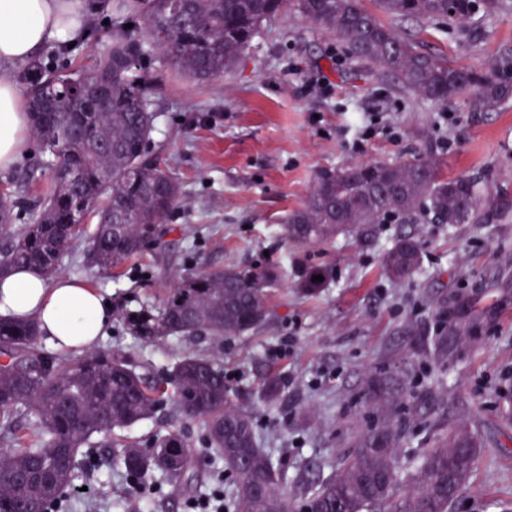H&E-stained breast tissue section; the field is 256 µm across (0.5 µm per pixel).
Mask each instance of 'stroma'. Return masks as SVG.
<instances>
[{
    "label": "stroma",
    "mask_w": 512,
    "mask_h": 512,
    "mask_svg": "<svg viewBox=\"0 0 512 512\" xmlns=\"http://www.w3.org/2000/svg\"><path fill=\"white\" fill-rule=\"evenodd\" d=\"M380 19L423 49L478 69L512 47V0H494L464 23ZM122 21L112 9L95 15L72 66L91 67L105 32ZM147 66L150 156L178 182L179 203L162 221L159 243L118 273L92 266L80 241L55 277L152 302L190 271L275 264L285 277L271 292L267 322L243 335L143 342L115 321L98 349L123 350L152 376L186 352L218 359L230 403L253 413L260 445L296 504L300 487L327 476L371 424L367 380H396L405 404L397 422L401 472L413 471L448 432L465 431L479 451L452 512H512V102L476 112L465 97L445 106L424 101L372 73L291 8L265 23L234 70L209 82L175 73L159 55ZM413 158L437 160L447 176L481 180L480 223L395 220L377 225L369 243L342 234L328 245H303L285 235L286 216L304 204L321 170ZM45 160L28 139L0 181L13 180L19 196L35 201L52 178ZM403 235L420 241L421 260L398 280L384 257ZM317 265L330 266L333 277L310 295L298 283ZM445 321L457 333L438 363L431 350ZM272 372L284 391L270 406L263 383ZM173 429L195 445V486L158 473L151 488H133L107 436L97 435L67 512H189V501L211 497L224 463L199 448L200 423L159 415L125 435L144 443Z\"/></svg>",
    "instance_id": "1"
}]
</instances>
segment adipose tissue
I'll return each instance as SVG.
<instances>
[{
  "mask_svg": "<svg viewBox=\"0 0 512 512\" xmlns=\"http://www.w3.org/2000/svg\"><path fill=\"white\" fill-rule=\"evenodd\" d=\"M91 11L85 0H0V171L18 161L27 128L20 91L4 69L29 60L47 43L80 41ZM0 317L35 321L54 348L83 352L103 336L112 310L104 294L83 282L51 280L17 267L0 277Z\"/></svg>",
  "mask_w": 512,
  "mask_h": 512,
  "instance_id": "adipose-tissue-1",
  "label": "adipose tissue"
}]
</instances>
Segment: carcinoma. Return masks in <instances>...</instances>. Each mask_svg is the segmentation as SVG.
<instances>
[{
    "instance_id": "obj_1",
    "label": "carcinoma",
    "mask_w": 512,
    "mask_h": 512,
    "mask_svg": "<svg viewBox=\"0 0 512 512\" xmlns=\"http://www.w3.org/2000/svg\"><path fill=\"white\" fill-rule=\"evenodd\" d=\"M292 2L309 22L342 41L348 54L380 76L393 77L419 98L446 104L471 95L476 112H494L512 101V48L500 51L486 70L460 66L421 49L366 9L361 0H116L132 28L112 31L92 69L54 64L24 72L33 137L50 155L51 181L31 209L29 223L10 231L0 251V275L28 265L51 274L81 221L97 213L87 239L91 262L103 271L123 268L159 240V223L179 202L178 183L147 158L154 113L146 94L149 75L137 62L162 52L170 67L199 81L232 69L262 26ZM399 18L465 22L484 0H377ZM481 183L441 175L436 161L366 162L321 171L301 208L286 216L284 232L299 244L328 243L348 233L368 242L375 225L424 213L436 224L480 221ZM15 221L10 187H0V228ZM420 264V245L398 238L385 254L387 270L404 278ZM321 275L324 280H312ZM280 268L228 265L203 275L187 274L159 304L142 301L120 308L134 337L161 340L240 336L268 318L270 288ZM332 278L313 266L299 288L316 294ZM386 417L398 390L387 380L369 386ZM224 369L209 356L187 353L156 379L137 371L120 350L67 357L46 351L32 322L0 319V512H51L65 507L79 465L78 451L97 434L121 432L152 418L173 398L170 415L203 425L204 448L224 461L233 477L224 512H293L281 472L260 448L253 417L228 402ZM36 418L37 439L26 445L22 421ZM385 423L364 434L357 448L325 478L303 488L302 512H450L448 492L466 483L477 453L475 440L455 432L426 449L412 474L400 472ZM114 460L138 488L154 473L194 481L191 445L177 431L156 435L174 468L140 444L112 438Z\"/></svg>"
}]
</instances>
